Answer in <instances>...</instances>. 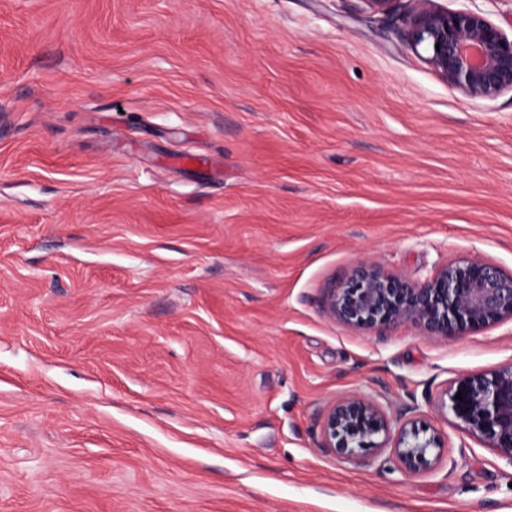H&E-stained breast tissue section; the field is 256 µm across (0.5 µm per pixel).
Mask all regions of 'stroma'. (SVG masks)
I'll list each match as a JSON object with an SVG mask.
<instances>
[{
    "label": "stroma",
    "instance_id": "1",
    "mask_svg": "<svg viewBox=\"0 0 512 512\" xmlns=\"http://www.w3.org/2000/svg\"><path fill=\"white\" fill-rule=\"evenodd\" d=\"M408 7L0 0V512H512V464L433 407L512 321L323 313L364 263L512 274V93L449 88ZM352 393L416 407L435 468L321 452Z\"/></svg>",
    "mask_w": 512,
    "mask_h": 512
}]
</instances>
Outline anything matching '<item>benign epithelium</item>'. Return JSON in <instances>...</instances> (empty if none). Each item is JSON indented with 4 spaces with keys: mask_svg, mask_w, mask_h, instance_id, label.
Returning a JSON list of instances; mask_svg holds the SVG:
<instances>
[{
    "mask_svg": "<svg viewBox=\"0 0 512 512\" xmlns=\"http://www.w3.org/2000/svg\"><path fill=\"white\" fill-rule=\"evenodd\" d=\"M414 2L400 17L405 44L444 83L474 100L512 92V37L485 12ZM324 313L366 331L414 324L435 338L464 336L512 320V274L478 256L449 263L422 283L363 264L350 280L330 289ZM434 407L450 409L468 436L512 465V364L458 377ZM317 448L345 460L388 448L402 471L416 475L439 463L446 444L436 429L414 420L393 428L378 401L348 394L324 411Z\"/></svg>",
    "mask_w": 512,
    "mask_h": 512,
    "instance_id": "obj_1",
    "label": "benign epithelium"
}]
</instances>
